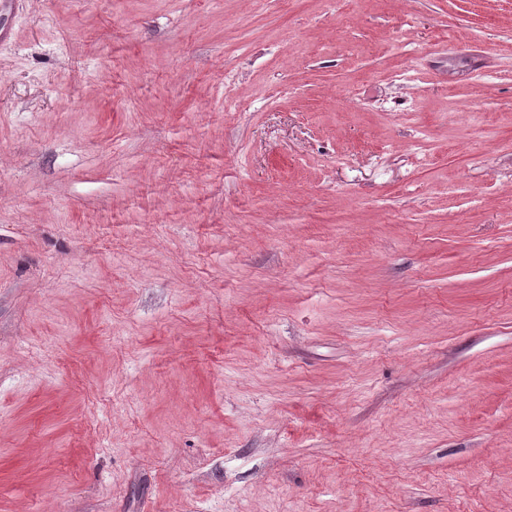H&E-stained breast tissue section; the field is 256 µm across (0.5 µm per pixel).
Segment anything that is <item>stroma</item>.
Segmentation results:
<instances>
[{
	"instance_id": "obj_1",
	"label": "stroma",
	"mask_w": 512,
	"mask_h": 512,
	"mask_svg": "<svg viewBox=\"0 0 512 512\" xmlns=\"http://www.w3.org/2000/svg\"><path fill=\"white\" fill-rule=\"evenodd\" d=\"M4 27L0 512H512V0Z\"/></svg>"
}]
</instances>
